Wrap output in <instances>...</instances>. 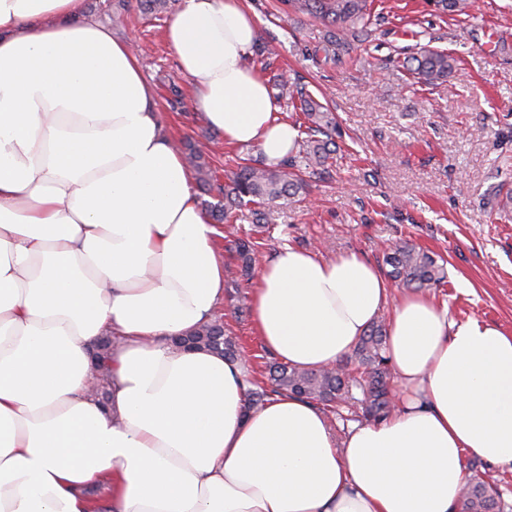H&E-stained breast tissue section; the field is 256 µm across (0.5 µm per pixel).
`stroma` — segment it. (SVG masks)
Returning a JSON list of instances; mask_svg holds the SVG:
<instances>
[{
    "instance_id": "1",
    "label": "stroma",
    "mask_w": 512,
    "mask_h": 512,
    "mask_svg": "<svg viewBox=\"0 0 512 512\" xmlns=\"http://www.w3.org/2000/svg\"><path fill=\"white\" fill-rule=\"evenodd\" d=\"M259 16V41L276 52L273 69L303 76L328 102L342 129L333 176L311 181L302 202L282 209L264 234L261 261L292 246L323 258L357 254L381 264L394 242L430 251L447 269L433 298L450 317L476 318L512 333V205L496 197L512 190V0H471L465 15H444L430 0H384V18L368 42L353 44L341 63L313 49L322 26L284 17L278 0H249ZM144 13L139 0H84L82 19L111 26L130 39L155 92L172 141H191L218 180L257 148L225 145L191 102L189 81L164 40L179 9ZM458 62L449 85L412 83L402 67L421 48ZM220 240L225 290L216 311L242 348L250 377L264 381L273 355L256 336L250 312L252 283L241 279Z\"/></svg>"
}]
</instances>
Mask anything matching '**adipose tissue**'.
Instances as JSON below:
<instances>
[{"label": "adipose tissue", "instance_id": "ef3b65f1", "mask_svg": "<svg viewBox=\"0 0 512 512\" xmlns=\"http://www.w3.org/2000/svg\"><path fill=\"white\" fill-rule=\"evenodd\" d=\"M82 3L0 0V512H461L466 456L512 466V335L422 293L390 300L358 255L289 247L252 290L265 348L334 366L389 311L401 406L341 441L289 393L245 410L243 363L169 344L224 295L222 232L130 42L75 23ZM164 37L225 145L288 157L244 0H182ZM107 334L103 405L88 349Z\"/></svg>", "mask_w": 512, "mask_h": 512}]
</instances>
